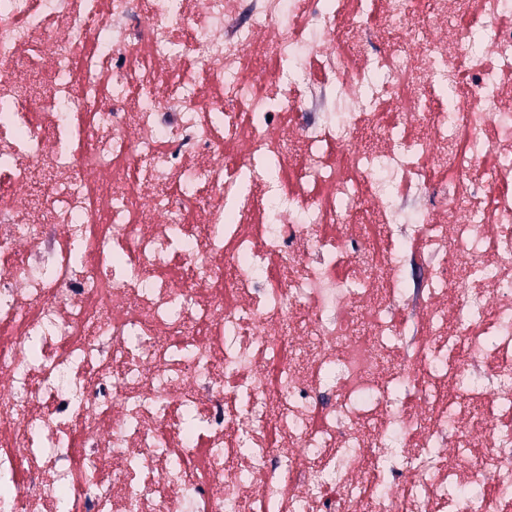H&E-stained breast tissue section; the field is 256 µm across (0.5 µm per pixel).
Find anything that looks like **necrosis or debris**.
<instances>
[{
    "label": "necrosis or debris",
    "instance_id": "necrosis-or-debris-1",
    "mask_svg": "<svg viewBox=\"0 0 512 512\" xmlns=\"http://www.w3.org/2000/svg\"><path fill=\"white\" fill-rule=\"evenodd\" d=\"M512 0H0V512H512Z\"/></svg>",
    "mask_w": 512,
    "mask_h": 512
}]
</instances>
